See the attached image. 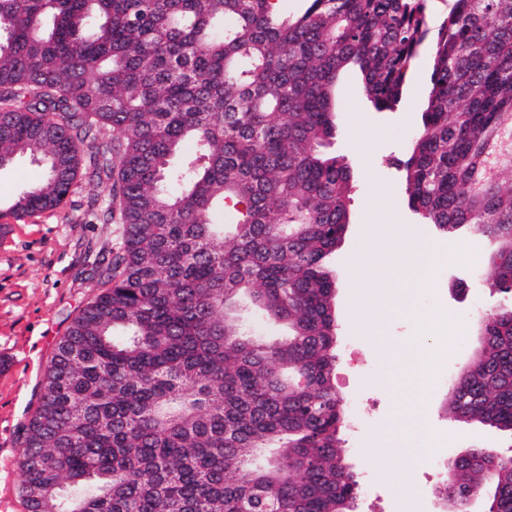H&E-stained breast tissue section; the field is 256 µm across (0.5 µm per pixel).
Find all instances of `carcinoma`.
I'll return each instance as SVG.
<instances>
[{
	"label": "carcinoma",
	"mask_w": 512,
	"mask_h": 512,
	"mask_svg": "<svg viewBox=\"0 0 512 512\" xmlns=\"http://www.w3.org/2000/svg\"><path fill=\"white\" fill-rule=\"evenodd\" d=\"M0 0V166L44 167L24 218L87 183L121 224L19 436L28 512H354L335 379L336 281L352 173L326 151L355 68L393 111L430 61L401 162L409 208L496 244L512 295V0ZM190 143L192 152L172 158ZM255 318L283 324L278 338ZM454 419L512 434V305L448 387ZM441 495L512 512V458L472 448Z\"/></svg>",
	"instance_id": "1"
}]
</instances>
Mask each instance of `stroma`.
<instances>
[{
    "mask_svg": "<svg viewBox=\"0 0 512 512\" xmlns=\"http://www.w3.org/2000/svg\"><path fill=\"white\" fill-rule=\"evenodd\" d=\"M428 91L429 68L423 62L393 112L372 107L358 75L344 77L336 89L338 132L332 150L345 156L354 172L351 222L332 262L340 355L336 387L345 403L360 402L368 413L364 425L343 438L348 464L373 487L371 495L360 497L355 512H400L410 496L416 499V512H443L433 462L447 463L476 447L512 457V436L456 421L445 407V376L462 371L475 338L467 336L446 349L443 335L451 333L458 315L469 316L471 326H478L481 315L499 308L505 297L483 277L491 241L466 228L442 233L422 223L408 207L400 163L420 130ZM41 173V166L27 157L0 168V512H27L19 488V435L37 405L56 343L95 292L92 254L120 231L115 223H88L78 184L63 207L19 221L8 216V207ZM391 224L417 228L442 256L431 285L413 295L408 311L386 317V335L400 348L417 345L424 319L441 320L440 330L429 336L437 350L431 369L436 384L419 419L404 420L399 441L384 429L414 395L413 362L400 364L398 382H381L385 357L368 337L352 334L347 326L357 274L355 247L373 228L384 230ZM353 351L359 352V359H350ZM400 442L418 460L405 479L391 473L397 464L393 450Z\"/></svg>",
    "mask_w": 512,
    "mask_h": 512,
    "instance_id": "1",
    "label": "stroma"
}]
</instances>
